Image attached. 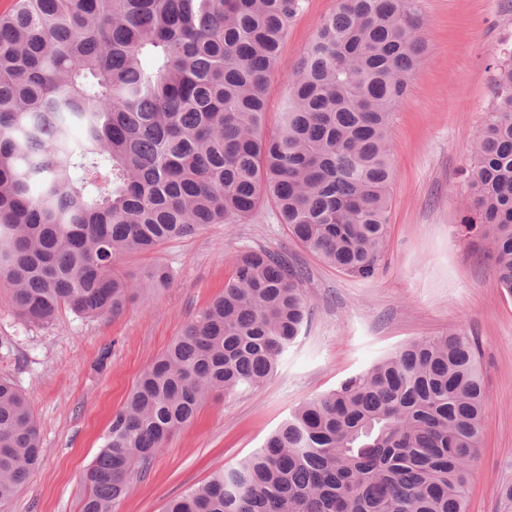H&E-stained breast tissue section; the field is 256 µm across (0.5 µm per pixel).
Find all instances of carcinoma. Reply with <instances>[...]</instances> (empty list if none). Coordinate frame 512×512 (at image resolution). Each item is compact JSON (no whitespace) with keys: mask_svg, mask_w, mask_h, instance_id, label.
<instances>
[{"mask_svg":"<svg viewBox=\"0 0 512 512\" xmlns=\"http://www.w3.org/2000/svg\"><path fill=\"white\" fill-rule=\"evenodd\" d=\"M302 0H19L0 17V277L17 314L118 317L170 287L155 254L264 205L336 269L379 266L394 172L390 119L426 51L413 0H340L298 66L277 133L267 87ZM477 136L461 223L488 240L512 297V64ZM80 136L73 137V130ZM303 274L238 257L224 292L141 373L85 480L113 512L210 394L264 381L307 321ZM486 390L478 340L455 329L290 412L236 465L165 512H466ZM41 454L27 399L0 380V499Z\"/></svg>","mask_w":512,"mask_h":512,"instance_id":"carcinoma-1","label":"carcinoma"}]
</instances>
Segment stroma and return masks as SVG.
<instances>
[{"mask_svg": "<svg viewBox=\"0 0 512 512\" xmlns=\"http://www.w3.org/2000/svg\"><path fill=\"white\" fill-rule=\"evenodd\" d=\"M338 0H303L267 89L266 132L275 134L285 76ZM427 54L395 105L390 151L395 179L377 275L337 271L304 250L262 207L242 224H212L173 240L155 258L128 255L138 269L157 261L174 281L121 316L83 318L60 310L49 323L21 318L0 282V378L28 398L39 425L37 468L0 512H80L84 474L113 414L143 369L219 293L247 251L285 255L305 275L309 318L264 383L215 394L128 482L115 512H164L167 503L259 448L298 405L335 389L405 343L458 328L477 338L487 389L484 436L469 484V512H512L500 495L512 482V299L466 232L462 205L478 159L475 136L497 101L495 75L512 63V0H415Z\"/></svg>", "mask_w": 512, "mask_h": 512, "instance_id": "1", "label": "stroma"}]
</instances>
